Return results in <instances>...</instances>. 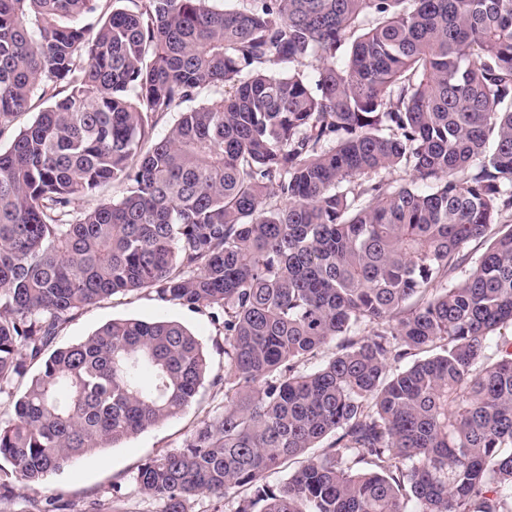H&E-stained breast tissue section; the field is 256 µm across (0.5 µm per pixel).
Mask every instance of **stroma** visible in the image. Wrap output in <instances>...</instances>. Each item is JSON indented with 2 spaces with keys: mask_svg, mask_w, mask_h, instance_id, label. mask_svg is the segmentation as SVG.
<instances>
[{
  "mask_svg": "<svg viewBox=\"0 0 512 512\" xmlns=\"http://www.w3.org/2000/svg\"><path fill=\"white\" fill-rule=\"evenodd\" d=\"M128 318L182 323L203 344L212 374H223L224 332L210 310H190L157 300L145 291L117 295L78 311L60 328L56 344L62 347L77 342L107 322ZM223 401V387L204 382L181 416L135 435L117 447L80 458L69 467L48 475L40 485L15 483L14 498L5 512H29L32 500L51 495L74 503L80 512H86L93 504H110L116 492L124 501L125 512H160V501L140 494L135 483L138 468L151 457L180 450L187 434L200 420L212 416Z\"/></svg>",
  "mask_w": 512,
  "mask_h": 512,
  "instance_id": "obj_1",
  "label": "stroma"
}]
</instances>
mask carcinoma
Instances as JSON below:
<instances>
[{"mask_svg": "<svg viewBox=\"0 0 512 512\" xmlns=\"http://www.w3.org/2000/svg\"><path fill=\"white\" fill-rule=\"evenodd\" d=\"M100 2L0 0V135L48 102L0 149V384L41 362L0 505L189 407L177 321L51 349L148 291L224 330V410L138 468L162 512H512V0ZM121 194V188L117 185H109L94 195L79 197L75 200V210L83 212L92 210L102 203L112 200V197H118ZM237 498L229 494L222 501L208 496L196 497L190 504V512H234Z\"/></svg>", "mask_w": 512, "mask_h": 512, "instance_id": "cac0c4a2", "label": "carcinoma"}]
</instances>
